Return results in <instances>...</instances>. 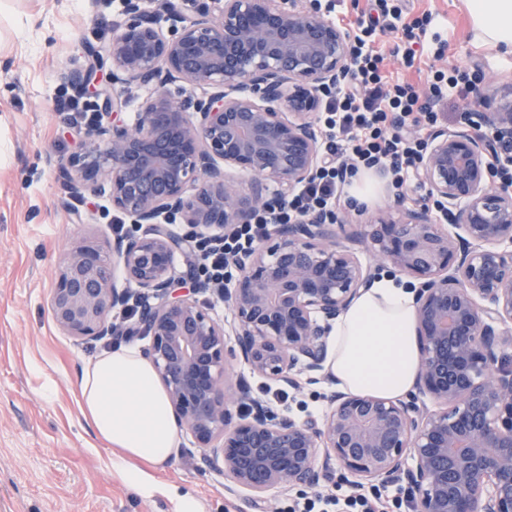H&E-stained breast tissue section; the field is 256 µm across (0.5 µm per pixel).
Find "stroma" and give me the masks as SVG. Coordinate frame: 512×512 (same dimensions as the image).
Segmentation results:
<instances>
[{
  "label": "stroma",
  "mask_w": 512,
  "mask_h": 512,
  "mask_svg": "<svg viewBox=\"0 0 512 512\" xmlns=\"http://www.w3.org/2000/svg\"><path fill=\"white\" fill-rule=\"evenodd\" d=\"M401 5L409 20L429 13V36L444 43L422 66L476 67L493 85L512 77V57L480 39L467 0ZM123 10L124 0H8L0 10V512H174L169 488L191 493L199 512H287L300 494L273 490L257 504L228 491L184 428L173 460L152 473L161 494L142 499L113 474L108 449L77 404L85 366L129 340H75L49 310L59 261L85 239L110 249L118 217L105 200L69 206L60 189L57 166L78 151L87 124L58 110L72 95L59 73L81 62L84 48L102 49ZM175 279L177 292L231 326L216 288L195 289L181 264ZM129 342L142 349L150 339ZM335 389L324 381L291 391L288 415L323 416Z\"/></svg>",
  "instance_id": "obj_1"
}]
</instances>
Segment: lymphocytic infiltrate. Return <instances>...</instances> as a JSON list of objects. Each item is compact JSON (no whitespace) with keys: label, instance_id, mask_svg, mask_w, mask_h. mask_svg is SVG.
<instances>
[{"label":"lymphocytic infiltrate","instance_id":"f902f5d3","mask_svg":"<svg viewBox=\"0 0 512 512\" xmlns=\"http://www.w3.org/2000/svg\"><path fill=\"white\" fill-rule=\"evenodd\" d=\"M378 13L370 17L351 42L349 79L332 93L321 120L326 129L325 150L332 164L300 186L279 211L257 213L249 224L212 244L201 240L194 253L210 281L223 285L229 275L231 256L262 238L268 225L287 224L317 213L333 216L349 202L348 189L354 177L377 170L386 173L396 198H404L417 161L427 147L426 133L445 117L444 106L454 97L476 90L470 68L433 70L424 83L415 84L389 75L383 54L376 45L378 29H391L399 39L391 49L405 68H412L416 46L422 45L429 16L404 22L394 0H375ZM289 512H379L374 498L365 494L346 499H305Z\"/></svg>","mask_w":512,"mask_h":512}]
</instances>
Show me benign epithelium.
Returning <instances> with one entry per match:
<instances>
[{
  "label": "benign epithelium",
  "instance_id": "obj_1",
  "mask_svg": "<svg viewBox=\"0 0 512 512\" xmlns=\"http://www.w3.org/2000/svg\"><path fill=\"white\" fill-rule=\"evenodd\" d=\"M87 57L60 73L94 98L95 116L58 180L76 203L108 199L134 230L110 256L94 241L67 253L49 300L56 325L80 340L151 337L144 356L174 413L200 447L218 442L230 489L255 500L313 489L337 463L380 484L406 480L414 512H512V187L493 181L494 167L512 162V81L499 97L482 93L493 141L437 128L417 165L416 178L448 204L454 232L429 209L406 207L342 244L344 225L309 216L232 258L239 277L222 299L234 355L286 388L300 374L322 378L336 319L373 287L379 265L418 282L417 395L338 392L323 419L299 421L252 396L241 374L226 392L224 327L170 285L179 257L198 275L189 246L202 228L227 232L281 208L329 160L312 115L347 71L349 34L313 0H224L193 17L180 0H157L152 11L125 0L105 52ZM133 86L156 92L129 125L120 114ZM229 169L251 176V193L233 188ZM177 222L181 233L169 229ZM366 242L374 262L359 256ZM116 265L135 287L117 286ZM130 307L133 327L107 320ZM420 395L441 407L418 404Z\"/></svg>",
  "mask_w": 512,
  "mask_h": 512
}]
</instances>
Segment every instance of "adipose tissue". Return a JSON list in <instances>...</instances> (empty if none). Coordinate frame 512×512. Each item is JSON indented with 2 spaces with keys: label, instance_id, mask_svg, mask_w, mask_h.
Masks as SVG:
<instances>
[{
  "label": "adipose tissue",
  "instance_id": "obj_1",
  "mask_svg": "<svg viewBox=\"0 0 512 512\" xmlns=\"http://www.w3.org/2000/svg\"><path fill=\"white\" fill-rule=\"evenodd\" d=\"M484 41L512 55V0H467ZM328 370L338 388L395 399L413 387L419 369L413 294L380 278L334 324ZM78 403L113 449L112 470L142 498L158 485L150 469L165 467L179 444L176 418L153 365L124 346L87 366Z\"/></svg>",
  "mask_w": 512,
  "mask_h": 512
}]
</instances>
